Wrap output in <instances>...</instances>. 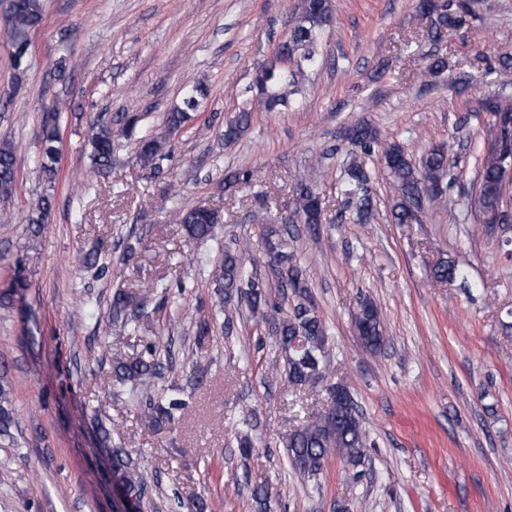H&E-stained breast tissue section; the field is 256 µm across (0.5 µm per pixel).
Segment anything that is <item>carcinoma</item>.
Wrapping results in <instances>:
<instances>
[{
  "label": "carcinoma",
  "instance_id": "obj_1",
  "mask_svg": "<svg viewBox=\"0 0 512 512\" xmlns=\"http://www.w3.org/2000/svg\"><path fill=\"white\" fill-rule=\"evenodd\" d=\"M332 15L331 0H304L299 16L288 36L279 44L277 60L256 73L264 76L260 92L268 109L288 104V98L301 91L306 77L304 67L319 65L318 44L325 18ZM42 19L40 0H13L4 18L15 49L14 58H24L28 51L29 33ZM193 88L183 100V106L166 113L161 131L141 137L135 146V159L141 168L154 172L166 149L171 134L190 119L189 112L199 106ZM482 111L492 117L491 126L497 129L495 141L484 148L479 171V186L471 205L482 214L484 223L500 224L512 219V211L504 205L503 196L507 174L503 171L499 147L512 149V104L489 96L481 103ZM47 114L41 141V172L45 180L54 183L60 156L59 136L54 126L55 112ZM251 111L244 109L224 125V140L238 139L248 127ZM349 143L368 154L380 148L387 177L396 193L392 216L396 224L418 222L424 209L443 201L447 187L443 181L449 172L448 152L443 146L428 150L418 161L413 160L398 142L380 143L373 126L365 121L353 123L347 130ZM90 154L93 170L112 162V128L100 124L91 136ZM371 175L355 155L343 171L340 187V218H349L354 224H365L372 217L373 200ZM17 171L14 147L0 143V201L7 202L16 189ZM53 204V196L43 194L24 217L30 235L41 233ZM176 223L183 225L187 235L200 242L215 239V227L220 223L218 212L202 203L181 205L174 211ZM290 221L302 224L314 240L320 239L319 227L326 216L319 194L305 181L297 183L291 207ZM294 236L288 229L268 227L261 238L263 258L269 272L279 283L280 298L269 291L266 281L256 273L247 274L240 252L224 248L222 266L213 273L216 294L228 304L233 299L245 302L251 318L268 326L285 360L288 383L294 386L315 385L325 380L324 348L328 341L326 327L312 301L309 280L297 262L290 241ZM437 281L464 277V263L457 259L441 262L432 269ZM297 299L292 308L284 305L288 296ZM112 319L137 332L145 327V314L135 299L117 292L112 300ZM354 327L361 346L376 353L385 344V325L377 305L369 298L360 299L354 315ZM170 353L153 341L146 344L145 354L129 360L119 354L112 357V379L107 387L141 394L155 381L165 377L171 368ZM330 395L328 412L321 418L292 431L285 440L290 468L303 477H313L323 471L333 451L356 466L360 463L366 441L358 411L343 385L327 387ZM13 385L7 375L0 374V434H7L15 424L12 404ZM142 415L148 426L159 431L172 426L177 413L186 401L176 394L147 395L140 400ZM112 471L121 476L130 498L137 502L149 493V485L140 463L120 445L112 449Z\"/></svg>",
  "mask_w": 512,
  "mask_h": 512
}]
</instances>
